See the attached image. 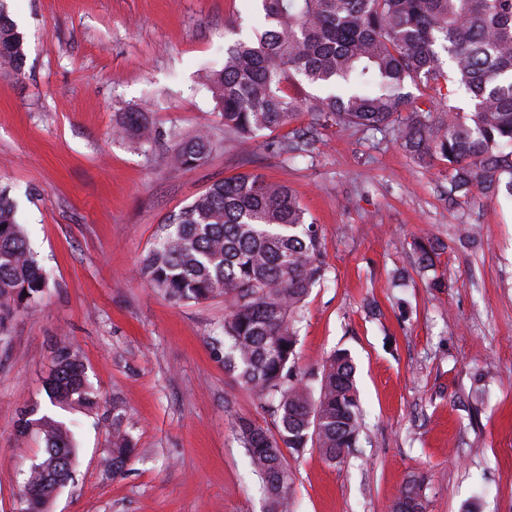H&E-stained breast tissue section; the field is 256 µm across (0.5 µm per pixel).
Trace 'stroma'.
Masks as SVG:
<instances>
[{
	"instance_id": "1",
	"label": "stroma",
	"mask_w": 512,
	"mask_h": 512,
	"mask_svg": "<svg viewBox=\"0 0 512 512\" xmlns=\"http://www.w3.org/2000/svg\"><path fill=\"white\" fill-rule=\"evenodd\" d=\"M7 6L26 59L18 74L0 65V186L48 287L0 342V512H19L22 472L43 446L15 422L47 404L63 337L99 405L52 411L78 453L49 512H263L236 422L270 419L210 348L223 298L175 304L139 273L166 218L239 173L288 184L318 228L328 273L303 308L299 366L344 349L356 367L360 444L336 463L314 448L288 457L292 512H390L413 476L427 512H512V200L449 195L447 167L420 163L388 131L333 126L294 161L261 137L225 144L205 76L259 25L258 0ZM128 108L164 133L206 130L213 153L173 170L165 144L145 150L121 133ZM462 224L477 225L475 243ZM425 232L444 247L433 276L413 250ZM116 400L135 444L119 476L101 464Z\"/></svg>"
}]
</instances>
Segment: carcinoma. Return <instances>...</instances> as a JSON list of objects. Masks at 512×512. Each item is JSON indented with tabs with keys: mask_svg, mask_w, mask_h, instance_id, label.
<instances>
[{
	"mask_svg": "<svg viewBox=\"0 0 512 512\" xmlns=\"http://www.w3.org/2000/svg\"><path fill=\"white\" fill-rule=\"evenodd\" d=\"M264 29L224 50V69L209 90L224 119V138L246 143L302 116L305 130L267 146L284 160L305 156L319 130H392L423 163L448 166L449 192L512 196V0H260ZM451 62L443 69L441 54ZM24 37L0 0V64L20 74ZM452 82L469 95V112L435 117L404 92ZM315 92L302 95L300 87ZM126 136L150 148L160 133L144 113H124ZM171 161L181 169L204 164L213 150L207 134H169ZM419 266L432 270L443 251L431 236L413 243ZM141 275L175 304L224 297L226 312L213 352L252 392L271 419L263 428L237 422L247 466L257 477L267 512H288L292 476L286 455L308 448L335 463L359 442L362 409L355 368L344 350L320 367L298 366L299 323L311 291L326 280L316 225L285 183L239 174L212 184L170 215L145 256ZM47 280L18 222L17 203L0 187V342L7 322L43 294ZM46 385L50 405H98L84 363L70 344L53 347ZM36 430L41 462L53 477L28 466L21 498L63 486L77 447L72 430L35 404L21 410L16 430ZM126 406L112 404V475L123 473L133 448ZM390 512H426L421 481L407 482Z\"/></svg>",
	"mask_w": 512,
	"mask_h": 512,
	"instance_id": "carcinoma-1",
	"label": "carcinoma"
}]
</instances>
